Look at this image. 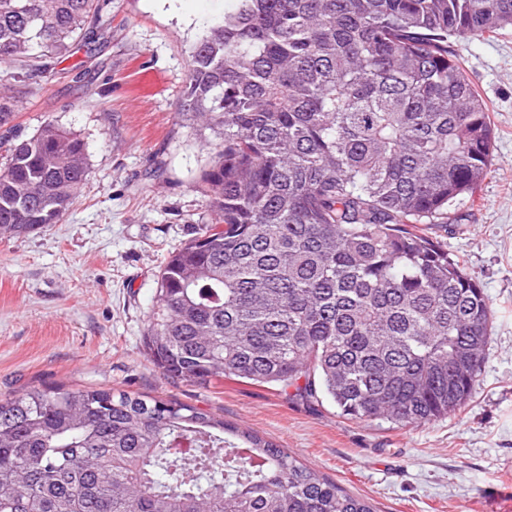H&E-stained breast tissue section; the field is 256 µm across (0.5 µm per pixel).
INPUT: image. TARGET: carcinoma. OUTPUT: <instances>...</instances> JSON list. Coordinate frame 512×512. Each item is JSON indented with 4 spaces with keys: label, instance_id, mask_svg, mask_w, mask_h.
Listing matches in <instances>:
<instances>
[{
    "label": "carcinoma",
    "instance_id": "cac0c4a2",
    "mask_svg": "<svg viewBox=\"0 0 512 512\" xmlns=\"http://www.w3.org/2000/svg\"><path fill=\"white\" fill-rule=\"evenodd\" d=\"M100 0H0V235L70 210L84 143L12 124ZM512 0H237L191 51L178 110L223 136L210 222L168 254L144 346L169 378L232 379L396 428L472 397L492 321L440 232L491 172L488 107L448 40ZM293 392H288V389ZM0 512H375L287 450L176 401L108 388L0 399Z\"/></svg>",
    "mask_w": 512,
    "mask_h": 512
}]
</instances>
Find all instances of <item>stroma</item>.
Masks as SVG:
<instances>
[{"mask_svg": "<svg viewBox=\"0 0 512 512\" xmlns=\"http://www.w3.org/2000/svg\"><path fill=\"white\" fill-rule=\"evenodd\" d=\"M236 0H111L55 75L32 81L15 119L51 121L85 144L88 177L60 223L0 237V398L48 386L103 387L172 399L257 432L368 499L375 512H512V29L453 38L490 109V175L450 254L479 280L493 312L476 390L440 421L396 428L352 420L232 380L166 377L143 339L168 255L208 216L196 177L221 138L179 112L195 43Z\"/></svg>", "mask_w": 512, "mask_h": 512, "instance_id": "stroma-1", "label": "stroma"}]
</instances>
